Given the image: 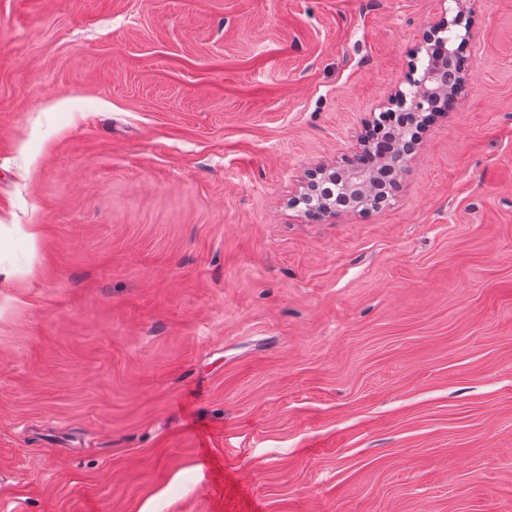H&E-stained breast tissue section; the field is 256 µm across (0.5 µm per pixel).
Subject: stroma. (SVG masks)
<instances>
[{"instance_id":"obj_1","label":"stroma","mask_w":512,"mask_h":512,"mask_svg":"<svg viewBox=\"0 0 512 512\" xmlns=\"http://www.w3.org/2000/svg\"><path fill=\"white\" fill-rule=\"evenodd\" d=\"M470 8L393 198L312 219L438 0H0V512H512V0Z\"/></svg>"}]
</instances>
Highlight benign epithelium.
I'll list each match as a JSON object with an SVG mask.
<instances>
[{"label": "benign epithelium", "mask_w": 512, "mask_h": 512, "mask_svg": "<svg viewBox=\"0 0 512 512\" xmlns=\"http://www.w3.org/2000/svg\"><path fill=\"white\" fill-rule=\"evenodd\" d=\"M455 7L444 9L437 21L422 32L417 52L425 55L421 67H412L407 79L408 88L398 89L392 94L384 108L386 111H400L409 114L411 124L416 126L413 135L404 133L394 136L388 149L374 155L381 118L374 115L365 119L363 131L358 139L356 153L372 156L373 165L383 162L394 163L395 158L402 160L398 172H403V164L416 154L421 143V133L429 122L427 109L436 101L450 97L456 99L465 90L471 64L460 63L457 67L449 66L455 51L456 36H447V32L456 26L458 19L466 12L469 0H452ZM376 170L351 171L344 166L320 165L308 170L302 181V190L293 200V206L304 205V214L318 213L329 216L336 214V209L327 198L319 195L318 188L324 182L343 181L351 209L354 211L370 202L374 196Z\"/></svg>", "instance_id": "1"}]
</instances>
